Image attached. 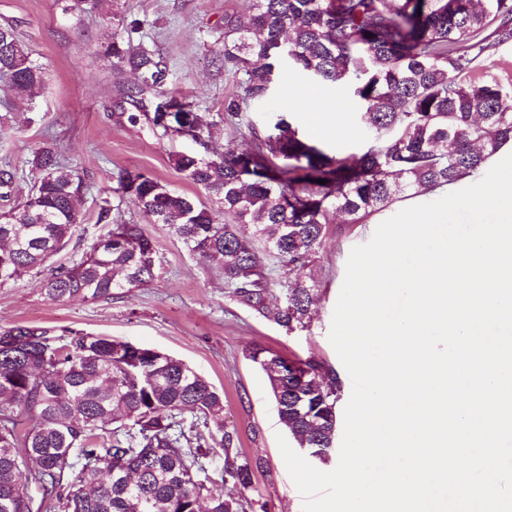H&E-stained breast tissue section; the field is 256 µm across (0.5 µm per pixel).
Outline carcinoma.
<instances>
[{
    "label": "carcinoma",
    "mask_w": 512,
    "mask_h": 512,
    "mask_svg": "<svg viewBox=\"0 0 512 512\" xmlns=\"http://www.w3.org/2000/svg\"><path fill=\"white\" fill-rule=\"evenodd\" d=\"M251 10L246 24L224 15V67L239 76L224 123L237 125L244 108L265 102L288 70L351 88L367 150L331 154L303 134L296 113L282 111L251 126L238 152L174 155V168L206 191L209 205L143 172H124L118 184L153 223L221 270L240 303L292 334L309 329L319 299L306 269L329 213L347 216L345 227L364 224L401 198L460 182L512 141V81L471 79L484 51L512 43V0H252ZM142 25L121 19L105 48L139 78L125 96L141 112L118 117L197 142L211 123L187 97L156 96L170 68L154 46L133 43ZM0 78L26 105L45 83V68L9 22L0 23ZM34 163L29 193L0 213V288L43 272L78 233L83 178L50 147L38 148ZM15 185L12 172L0 171L1 200ZM113 210L103 200L97 223L105 231L42 280L48 298L108 299L154 281V242ZM261 248L288 274L273 310ZM272 357L263 347L250 352L280 422L309 457L327 460L338 430L336 371L312 356L281 355L273 376L265 367ZM216 439L224 465L210 470ZM233 443L222 395L179 359L72 327L0 329V512H246L249 499L224 494V482L247 490L263 464L232 452Z\"/></svg>",
    "instance_id": "obj_1"
}]
</instances>
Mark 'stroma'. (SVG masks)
I'll list each match as a JSON object with an SVG mask.
<instances>
[{"label":"stroma","instance_id":"1","mask_svg":"<svg viewBox=\"0 0 512 512\" xmlns=\"http://www.w3.org/2000/svg\"><path fill=\"white\" fill-rule=\"evenodd\" d=\"M68 0H0V23L13 22L20 38L46 64V88L34 108L5 107L7 87L0 80V169L18 172L17 194H26L36 171L37 148L48 146L77 168L86 182L79 208L78 248L59 255L65 263L80 258L100 229L95 224L102 200L118 206V218L141 225L160 252L162 269L150 285L115 291L112 298L52 301L40 278L26 276L0 288V329L38 325L76 327L166 352L195 368L224 395V428L236 432L241 456L265 464L253 479L249 499L267 512H303L304 499L288 474L276 435L283 432L267 381L250 360L251 348L305 358L313 356L333 367L349 400L352 381L328 335L351 250L367 243L376 227L359 224L345 232L327 225L323 244L310 269L319 300L309 330L288 334L271 320L258 318L230 295L223 276L188 252L165 226L151 223L128 197L118 196L120 173L144 171L179 192L204 197L171 161L173 154L193 148L192 140L158 138L146 121L129 124L112 114V104L134 78L116 70L103 50L112 39L117 17L143 20L142 35L168 59L171 77L164 90L193 100L213 126L205 144L225 152L244 147L251 125H262L282 107L284 85L269 100L249 107L239 125L224 124V99L237 89L224 67V16L248 18L250 0H116L112 13L67 11ZM321 94L346 106L343 118L353 128L349 137L320 138L333 154L361 152L369 133L354 110L352 93L324 85Z\"/></svg>","mask_w":512,"mask_h":512}]
</instances>
